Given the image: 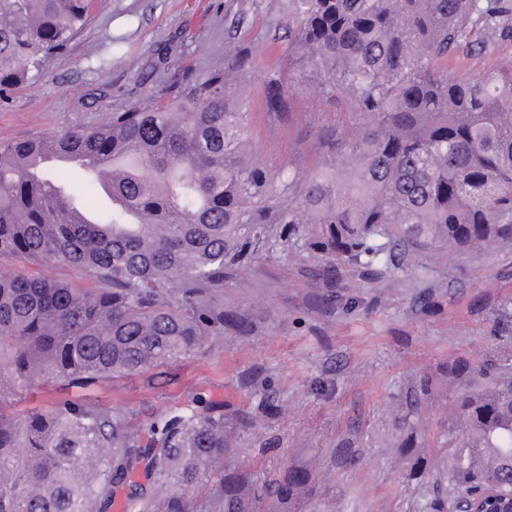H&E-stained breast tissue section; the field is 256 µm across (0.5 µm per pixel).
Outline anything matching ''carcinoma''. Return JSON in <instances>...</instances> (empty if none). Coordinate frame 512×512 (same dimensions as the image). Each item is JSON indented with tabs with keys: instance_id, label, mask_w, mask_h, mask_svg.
<instances>
[{
	"instance_id": "1",
	"label": "carcinoma",
	"mask_w": 512,
	"mask_h": 512,
	"mask_svg": "<svg viewBox=\"0 0 512 512\" xmlns=\"http://www.w3.org/2000/svg\"><path fill=\"white\" fill-rule=\"evenodd\" d=\"M92 0H0V100L58 59L87 23ZM288 55L323 73L346 119L322 134L311 174L247 159L241 111L251 67L243 51L171 100L112 113L99 126L0 142V259L53 262L92 288L40 274L0 275V405L45 382L82 384L188 356L224 330L206 302L224 270L263 251V225L294 235L321 224L311 249L366 269L398 246L440 240L460 250L512 244V59L468 76L441 67L483 21L482 44L512 37L503 0H289ZM267 106L285 92L267 82ZM66 151L80 163L50 165ZM111 175L122 208L94 212L84 195ZM282 188L292 203L276 205ZM178 299L170 300L171 294ZM491 374L465 362L448 379ZM450 414L465 430L442 480L459 502L495 488L512 495V381L462 388ZM224 411L187 406L143 441L119 411L64 403L0 415V512H103L142 462L159 481L189 485L223 467ZM312 468L252 484L224 476V512L304 502Z\"/></svg>"
}]
</instances>
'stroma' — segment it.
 <instances>
[{"mask_svg":"<svg viewBox=\"0 0 512 512\" xmlns=\"http://www.w3.org/2000/svg\"><path fill=\"white\" fill-rule=\"evenodd\" d=\"M288 0H94L63 56L0 100V141L96 126L151 103L174 71L202 79L242 50L253 62L244 109L249 158L309 174L317 128L339 102L288 55ZM512 57V37L483 51L462 44L448 68L474 72ZM288 91L266 106L269 78ZM266 252L234 265L208 295L224 334L177 362L104 382L37 387L23 402H70L122 412L147 432L157 418L202 400L224 408L231 471L283 472L320 462L306 512H432V477L409 480L408 442L439 470L460 424L448 365L481 366L512 336V246L459 251L432 243L371 270L321 257L267 227Z\"/></svg>","mask_w":512,"mask_h":512,"instance_id":"35a3bbf8","label":"stroma"}]
</instances>
